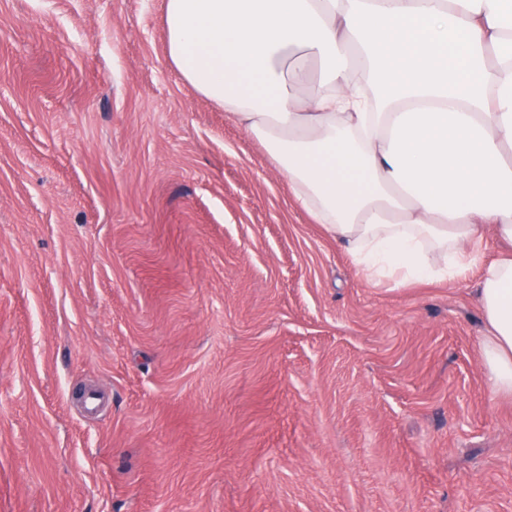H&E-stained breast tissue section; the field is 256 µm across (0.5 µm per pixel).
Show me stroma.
Listing matches in <instances>:
<instances>
[{
  "mask_svg": "<svg viewBox=\"0 0 512 512\" xmlns=\"http://www.w3.org/2000/svg\"><path fill=\"white\" fill-rule=\"evenodd\" d=\"M165 6L0 0V512H512L481 268L368 281Z\"/></svg>",
  "mask_w": 512,
  "mask_h": 512,
  "instance_id": "stroma-1",
  "label": "stroma"
}]
</instances>
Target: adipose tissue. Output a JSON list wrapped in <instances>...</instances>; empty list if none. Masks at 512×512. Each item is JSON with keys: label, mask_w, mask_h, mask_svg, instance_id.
<instances>
[{"label": "adipose tissue", "mask_w": 512, "mask_h": 512, "mask_svg": "<svg viewBox=\"0 0 512 512\" xmlns=\"http://www.w3.org/2000/svg\"><path fill=\"white\" fill-rule=\"evenodd\" d=\"M171 64L367 279L461 282L512 394V0H167Z\"/></svg>", "instance_id": "ef3b65f1"}]
</instances>
